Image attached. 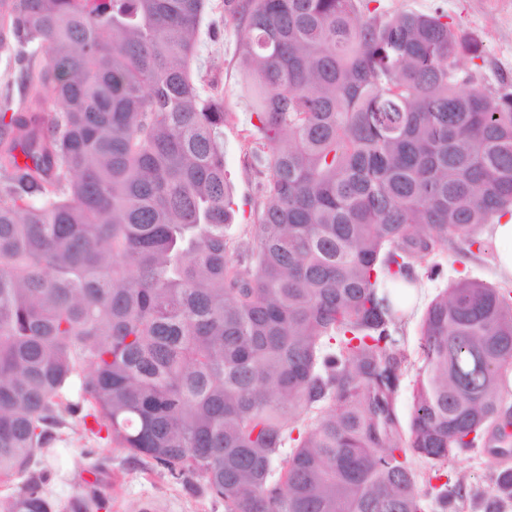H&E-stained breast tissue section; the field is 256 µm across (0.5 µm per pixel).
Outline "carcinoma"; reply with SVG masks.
Here are the masks:
<instances>
[{
    "mask_svg": "<svg viewBox=\"0 0 512 512\" xmlns=\"http://www.w3.org/2000/svg\"><path fill=\"white\" fill-rule=\"evenodd\" d=\"M373 2L224 0L267 171L245 241L210 0H0L5 512H55L36 458L68 416L224 512H423L413 458L512 442V291L474 278L427 305L409 427L395 408L404 279L512 214V89L460 67L484 50L447 14ZM489 456L501 512L512 468ZM434 479L458 512L463 485Z\"/></svg>",
    "mask_w": 512,
    "mask_h": 512,
    "instance_id": "cac0c4a2",
    "label": "carcinoma"
}]
</instances>
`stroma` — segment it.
Instances as JSON below:
<instances>
[{"mask_svg": "<svg viewBox=\"0 0 512 512\" xmlns=\"http://www.w3.org/2000/svg\"><path fill=\"white\" fill-rule=\"evenodd\" d=\"M223 2L212 0L209 14L219 25L221 36L213 39L201 33L200 53L207 63L206 81L223 90L225 111L236 115L234 122L224 127V169L235 202L231 230L247 238L255 219L259 176L244 133L250 108L237 60L241 31L232 19L224 17ZM377 6L387 16L444 11L449 22L482 42L485 57L477 67L479 81L491 90L512 83V0H378ZM436 261L442 275L435 280L420 277L419 287L408 296L401 336L403 347L411 354L418 349L421 314L441 289L463 277L492 284L499 281L494 254L469 249L462 242L443 249ZM45 465L51 474L48 494L62 506L74 497L94 495L106 500V512H143L147 500L158 512H224L223 502L210 495L202 478L174 479L144 460L132 458L126 449L91 438L76 419L61 430ZM447 471L451 481L461 482L469 492L460 504L461 512H485L482 495L490 489L493 471L488 454L480 448L462 452L448 464Z\"/></svg>", "mask_w": 512, "mask_h": 512, "instance_id": "35a3bbf8", "label": "stroma"}]
</instances>
